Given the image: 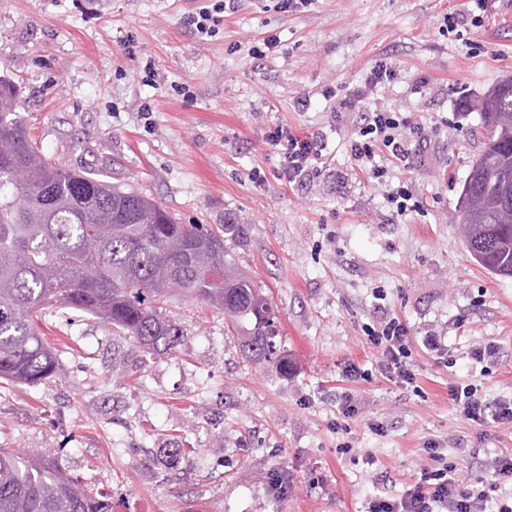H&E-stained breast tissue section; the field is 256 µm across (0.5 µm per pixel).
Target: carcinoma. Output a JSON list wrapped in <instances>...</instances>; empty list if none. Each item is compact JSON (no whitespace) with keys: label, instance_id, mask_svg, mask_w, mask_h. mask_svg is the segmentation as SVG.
Here are the masks:
<instances>
[{"label":"carcinoma","instance_id":"obj_1","mask_svg":"<svg viewBox=\"0 0 512 512\" xmlns=\"http://www.w3.org/2000/svg\"><path fill=\"white\" fill-rule=\"evenodd\" d=\"M484 103L499 125L463 186L462 196L481 202L463 230L480 265L512 277V217L497 213L512 187V125L501 122L512 116V80ZM241 234L231 220L215 230L179 224L147 196L52 162L27 133L12 82L0 77V378L35 386L57 373L58 353L38 325L53 306L91 315L149 353L172 352L184 336L164 312L175 294L224 311L246 360L288 368L270 302L226 258L224 238ZM212 263L224 266L222 286L206 279ZM185 454L161 448L155 463L171 468ZM0 512L106 510L49 449L0 448Z\"/></svg>","mask_w":512,"mask_h":512}]
</instances>
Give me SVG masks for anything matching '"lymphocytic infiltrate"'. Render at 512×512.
<instances>
[{"instance_id": "lymphocytic-infiltrate-1", "label": "lymphocytic infiltrate", "mask_w": 512, "mask_h": 512, "mask_svg": "<svg viewBox=\"0 0 512 512\" xmlns=\"http://www.w3.org/2000/svg\"><path fill=\"white\" fill-rule=\"evenodd\" d=\"M395 77L394 63L377 59L353 95L354 102L362 106V117L349 139L350 160L362 174L380 184L388 176V162L410 165L427 140L424 127L412 123L403 113L369 103L370 93L391 84ZM264 142L280 158L281 179L291 184L302 182L316 170L325 135L319 130L300 134L283 123L265 133ZM367 336L379 351L377 369L381 376L400 385H414L413 342L407 324L387 317L379 328L368 329ZM481 391V385L475 383L449 388L467 419L481 423L490 418L511 424L512 399L490 404L483 400ZM425 453L430 466L423 468L401 495L372 497L367 512H512L511 451L479 460L478 473L470 478L458 476L449 465L443 441L429 442ZM492 490L497 491V498H489Z\"/></svg>"}]
</instances>
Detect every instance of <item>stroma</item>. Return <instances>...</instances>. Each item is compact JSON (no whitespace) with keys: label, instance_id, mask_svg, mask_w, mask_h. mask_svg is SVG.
Wrapping results in <instances>:
<instances>
[{"label":"stroma","instance_id":"stroma-1","mask_svg":"<svg viewBox=\"0 0 512 512\" xmlns=\"http://www.w3.org/2000/svg\"><path fill=\"white\" fill-rule=\"evenodd\" d=\"M206 2L0 0V76L56 162L154 198L182 224H243L224 247L270 299L288 367L247 362L223 311L178 294L167 313L184 340L171 354L51 308L39 326L60 375L0 380V448L51 449L108 512H365L372 495L401 494L431 439L474 474L476 459L512 450V425L466 419L448 388L477 379L486 400L512 397V278L473 260L459 201L485 146L472 104L512 77V0H486L475 26L468 0H313L297 13L240 0L202 43L183 18ZM382 57L397 77L376 101L429 133L385 186L347 152L351 93ZM282 122L326 135L319 175L292 187L263 142ZM401 183L419 211L390 210L385 191ZM388 315L417 337L446 331L453 363L418 348L417 389L387 381L364 328ZM490 340L500 355L483 368L468 353ZM348 363L369 379L346 380ZM175 444L187 450L177 467L152 464ZM281 467L292 490L278 497L268 477Z\"/></svg>","mask_w":512,"mask_h":512}]
</instances>
